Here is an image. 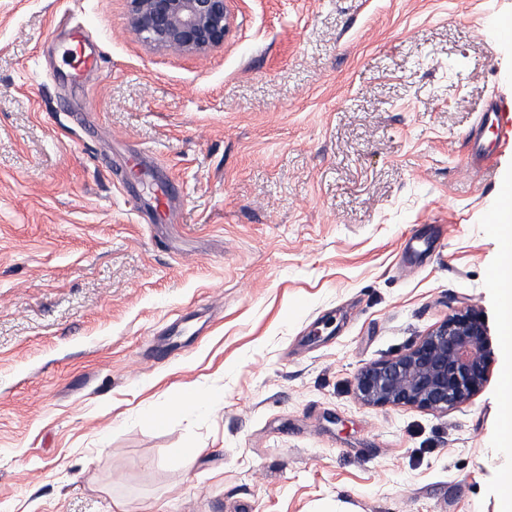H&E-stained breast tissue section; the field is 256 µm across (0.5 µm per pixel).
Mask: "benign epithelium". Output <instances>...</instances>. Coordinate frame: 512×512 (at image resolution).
I'll use <instances>...</instances> for the list:
<instances>
[{"mask_svg":"<svg viewBox=\"0 0 512 512\" xmlns=\"http://www.w3.org/2000/svg\"><path fill=\"white\" fill-rule=\"evenodd\" d=\"M130 28L158 49L204 53L224 44L230 29L227 0H127ZM491 361L485 318L459 310L408 352L364 367L359 399L372 406L406 405L446 412L484 388Z\"/></svg>","mask_w":512,"mask_h":512,"instance_id":"obj_1","label":"benign epithelium"}]
</instances>
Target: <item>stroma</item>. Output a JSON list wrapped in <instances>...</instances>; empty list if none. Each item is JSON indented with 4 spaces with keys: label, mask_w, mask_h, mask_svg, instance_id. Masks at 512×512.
I'll return each instance as SVG.
<instances>
[{
    "label": "stroma",
    "mask_w": 512,
    "mask_h": 512,
    "mask_svg": "<svg viewBox=\"0 0 512 512\" xmlns=\"http://www.w3.org/2000/svg\"><path fill=\"white\" fill-rule=\"evenodd\" d=\"M228 7L182 54L126 0H0V512H499L512 144L477 167L467 135L512 100V0ZM68 25L102 53L77 85ZM105 156L153 174L127 194ZM415 232L435 248L408 261ZM470 306L481 393L360 401L362 368Z\"/></svg>",
    "instance_id": "stroma-1"
}]
</instances>
